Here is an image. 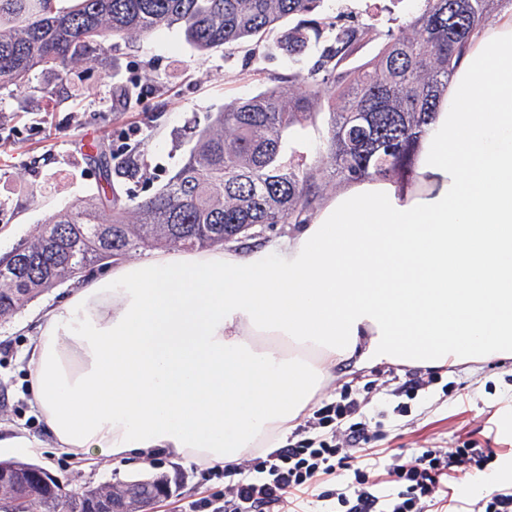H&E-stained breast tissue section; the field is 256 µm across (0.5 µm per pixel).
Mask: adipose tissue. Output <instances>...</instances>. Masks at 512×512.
<instances>
[{
    "label": "adipose tissue",
    "instance_id": "adipose-tissue-1",
    "mask_svg": "<svg viewBox=\"0 0 512 512\" xmlns=\"http://www.w3.org/2000/svg\"><path fill=\"white\" fill-rule=\"evenodd\" d=\"M29 388L80 459L238 464L342 361L512 358V10L468 41L399 183L355 180L247 253H159L41 310Z\"/></svg>",
    "mask_w": 512,
    "mask_h": 512
}]
</instances>
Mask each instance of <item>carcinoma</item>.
<instances>
[{
	"label": "carcinoma",
	"instance_id": "cac0c4a2",
	"mask_svg": "<svg viewBox=\"0 0 512 512\" xmlns=\"http://www.w3.org/2000/svg\"><path fill=\"white\" fill-rule=\"evenodd\" d=\"M503 0H420L418 12L370 60H348L372 40L368 23L319 18L324 0H0V90L36 68L68 73L105 44L179 28L200 52L250 46L249 59L280 51L307 70L210 115L175 174L137 200H78L0 255V321L62 282L156 246L207 249L254 239L278 224H306L326 179L410 180L415 147L448 88L462 48ZM274 44L267 33L284 21ZM314 133L310 146L304 145ZM36 463L0 460L20 503L0 512H95L119 495L141 512L133 482L62 491L32 485Z\"/></svg>",
	"mask_w": 512,
	"mask_h": 512
}]
</instances>
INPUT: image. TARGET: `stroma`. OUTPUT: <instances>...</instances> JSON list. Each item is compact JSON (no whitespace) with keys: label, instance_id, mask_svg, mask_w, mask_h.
I'll use <instances>...</instances> for the list:
<instances>
[{"label":"stroma","instance_id":"obj_1","mask_svg":"<svg viewBox=\"0 0 512 512\" xmlns=\"http://www.w3.org/2000/svg\"><path fill=\"white\" fill-rule=\"evenodd\" d=\"M418 7L419 0H327L325 13L357 17L384 32L407 22ZM287 74L282 55L249 63L241 49L201 53L175 28L118 41L66 74L32 72L25 88L0 92V253L78 199L114 190L153 194L180 164L193 129L207 124L225 104ZM129 84L135 96L125 106L121 94ZM42 87L54 90L52 101L40 97ZM89 87L95 97L86 95ZM121 149L138 156L137 178L98 166L100 154ZM74 286L70 280L52 288L0 324V436L40 441L38 464L75 485L168 476L174 482L171 495L154 502L149 512H186L188 501L223 491V480L209 470L164 453L134 465L105 456L80 461L55 447L31 403L27 351L36 335L37 312L61 304ZM407 373L399 365L358 370L345 363L333 370L320 396L368 395L369 445L386 455L407 457L420 448H453L476 440L498 453L490 472L512 483V359L441 368L439 379L399 415L389 391Z\"/></svg>","mask_w":512,"mask_h":512}]
</instances>
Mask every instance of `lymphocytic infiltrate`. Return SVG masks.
I'll return each mask as SVG.
<instances>
[{
    "mask_svg": "<svg viewBox=\"0 0 512 512\" xmlns=\"http://www.w3.org/2000/svg\"><path fill=\"white\" fill-rule=\"evenodd\" d=\"M362 409L359 395L349 392L321 402L308 421L310 435L294 432L286 445L244 458L222 497L190 501L189 512H298L302 496L336 479L342 482L338 512H423L425 503L439 499L448 512H512V487L480 498L465 494L467 479L497 456L474 442L391 458L389 478L380 480L358 454L369 433Z\"/></svg>",
    "mask_w": 512,
    "mask_h": 512,
    "instance_id": "f902f5d3",
    "label": "lymphocytic infiltrate"
}]
</instances>
